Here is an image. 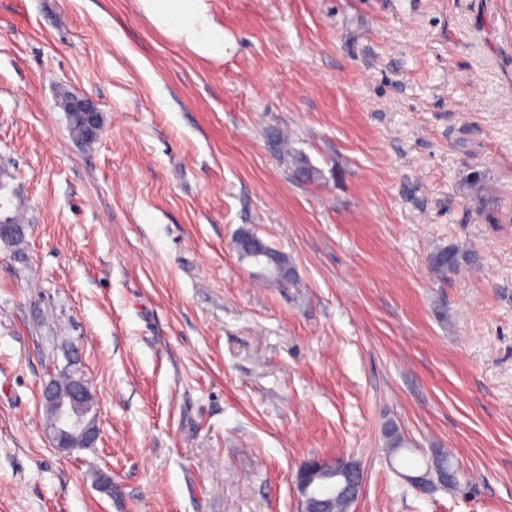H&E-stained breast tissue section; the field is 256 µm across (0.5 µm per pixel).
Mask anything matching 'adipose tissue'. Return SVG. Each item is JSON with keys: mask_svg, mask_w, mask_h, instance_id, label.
Masks as SVG:
<instances>
[{"mask_svg": "<svg viewBox=\"0 0 512 512\" xmlns=\"http://www.w3.org/2000/svg\"><path fill=\"white\" fill-rule=\"evenodd\" d=\"M150 23L174 42L195 53L223 58L229 38L209 14L207 0H138Z\"/></svg>", "mask_w": 512, "mask_h": 512, "instance_id": "ef3b65f1", "label": "adipose tissue"}]
</instances>
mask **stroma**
I'll return each mask as SVG.
<instances>
[{
    "label": "stroma",
    "mask_w": 512,
    "mask_h": 512,
    "mask_svg": "<svg viewBox=\"0 0 512 512\" xmlns=\"http://www.w3.org/2000/svg\"><path fill=\"white\" fill-rule=\"evenodd\" d=\"M208 6L220 60L137 0H0V512H302L314 457L361 466L350 512H512V0ZM450 244L480 268L436 276ZM75 369L100 439L66 451L40 394ZM437 452L463 491L406 480ZM70 109L73 112V115L84 118L88 124L87 132L86 128L81 123L77 121L71 122L68 119V126L72 137L83 143H90L96 140L101 132V121L100 113L93 104L85 99H77ZM255 248H251L249 246L244 247L240 250L239 259L242 262H246L251 265L255 271L254 274L262 277L268 274H278V275H287L288 268L282 266H274L270 257L265 249V247L259 242H255ZM242 255V256H241ZM248 258L247 260L244 257ZM280 260L283 264H288L289 269H292L293 266L291 261L280 252ZM293 270V269H292ZM261 280L270 287L273 288H299V282L296 278V275L293 270V274H291L287 280H282L275 275H269L266 277H262Z\"/></svg>",
    "instance_id": "obj_1"
}]
</instances>
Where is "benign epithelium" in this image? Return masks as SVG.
<instances>
[{
    "label": "benign epithelium",
    "mask_w": 512,
    "mask_h": 512,
    "mask_svg": "<svg viewBox=\"0 0 512 512\" xmlns=\"http://www.w3.org/2000/svg\"><path fill=\"white\" fill-rule=\"evenodd\" d=\"M73 115L85 119L91 140H96L101 132L100 113L89 101L78 99L71 106ZM240 255L246 257V263L254 268V274L262 277L268 274L286 275L288 268L271 263L265 247L258 243L255 247H244ZM42 401L49 410V426L53 429L60 448H93L99 438L97 419L89 416L90 408L96 403L86 378L76 381L64 392L55 391L45 385ZM340 466L343 476L350 480L353 497H358L363 486V474L357 463L342 459L338 462L329 459L313 458L303 462L296 473L295 484L302 498L305 512H327V497L316 494V478L333 468Z\"/></svg>",
    "instance_id": "7a95c632"
}]
</instances>
